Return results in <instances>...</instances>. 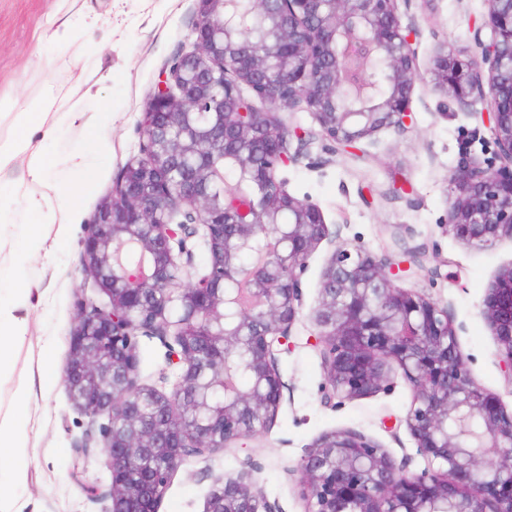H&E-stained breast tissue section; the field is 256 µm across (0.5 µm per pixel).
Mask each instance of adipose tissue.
I'll return each instance as SVG.
<instances>
[{
	"label": "adipose tissue",
	"mask_w": 512,
	"mask_h": 512,
	"mask_svg": "<svg viewBox=\"0 0 512 512\" xmlns=\"http://www.w3.org/2000/svg\"><path fill=\"white\" fill-rule=\"evenodd\" d=\"M50 59L37 58L36 66L45 73L43 91L24 104L11 97H0V113L11 116L7 135L0 136V172L19 169L23 175L13 181H0V379L15 369L14 346L25 338L26 324L20 312L28 304L31 282L27 274L30 253L27 240L46 243V228L55 225L56 240H63L68 224L78 215L76 196L62 186L63 180L88 178L95 169L90 153L78 148L59 160L46 151L62 127L79 128L88 141L105 140L107 112H90L84 95L59 96L47 76L53 68ZM25 202L21 215H13L7 200ZM54 352L43 347L26 381L14 391L12 405L0 414V512H24L17 494L25 478L24 458L33 430L30 407L36 386H43L51 374Z\"/></svg>",
	"instance_id": "1"
}]
</instances>
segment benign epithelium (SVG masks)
Returning a JSON list of instances; mask_svg holds the SVG:
<instances>
[{
	"instance_id": "1",
	"label": "benign epithelium",
	"mask_w": 512,
	"mask_h": 512,
	"mask_svg": "<svg viewBox=\"0 0 512 512\" xmlns=\"http://www.w3.org/2000/svg\"><path fill=\"white\" fill-rule=\"evenodd\" d=\"M231 0H195L193 49L168 62L140 127L144 158L117 174L87 226L81 263L109 302L77 303L63 382L88 417H107L100 453L111 484L86 486L107 512H158L177 467L204 448L264 433L285 383L276 348L302 312L307 260L329 236L320 208L277 176L306 139L353 147L413 121L418 74L414 0H250L266 23L258 47L236 31ZM472 28L479 56L435 84L465 110L483 105L500 164L452 174L448 229L478 249L512 237V0H487ZM377 68L348 69L357 50ZM373 91L356 106L347 88ZM310 112L296 137L283 111ZM299 147L290 151V140ZM208 251L194 268L193 239ZM256 246L249 265L240 253ZM407 268L336 246L315 310L329 396L379 390L400 371L413 400L405 423L425 462L418 472L363 435L320 436L300 458L305 512H512V414L470 377L448 308L398 282ZM484 315L512 384V267L489 288ZM155 336L180 373L169 393L138 382L137 336ZM253 386L223 404L209 390L240 347ZM204 512H271L247 471L223 476Z\"/></svg>"
}]
</instances>
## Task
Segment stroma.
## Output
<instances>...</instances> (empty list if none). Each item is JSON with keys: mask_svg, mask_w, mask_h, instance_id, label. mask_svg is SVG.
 Returning a JSON list of instances; mask_svg holds the SVG:
<instances>
[{"mask_svg": "<svg viewBox=\"0 0 512 512\" xmlns=\"http://www.w3.org/2000/svg\"><path fill=\"white\" fill-rule=\"evenodd\" d=\"M84 22L75 24L66 47L48 39L68 20L58 0H0V96L25 99L37 95L41 76L31 67L35 51L65 54L71 70L59 71L57 84L71 87L85 55H93L100 74L111 81L92 86L90 110L109 107L112 128L95 169V177L80 197L81 223L71 225L67 242L54 261L33 265L28 331L15 347L11 381L0 386V399L10 400L18 380L35 362L40 345H55L54 363L64 370L77 303L108 302L81 264L86 224L112 193L117 172L141 159L139 125L165 63L190 48L195 21L194 0H79ZM412 13L420 37L416 42L419 73L412 94L413 124L403 130L384 129L361 142L360 154L332 149L314 139L301 163L281 168L294 196L309 200L324 214L331 234L310 255L303 278V310L292 328L288 349L277 356L285 382L275 421L266 433L237 448H216L188 458L174 472L159 512H204L216 478L251 472L272 512H304L295 467L321 435L352 430L385 448L395 459L410 457V470L423 468L405 417L412 391L400 374L380 390L355 399H327L321 357L314 345V311L320 299L322 273L335 242L363 246L377 258L398 259L408 248L424 251L425 272L404 280V287L425 294L447 307L468 358L472 379L495 394L512 412V385L498 365L496 338L483 314L487 291L505 268L512 266V238L503 237L480 250L449 231L445 218L452 195L450 175L466 158L483 161L496 146L480 119L461 109L452 96L435 85L433 58L466 61L475 48L473 21L486 16V0H415ZM179 368L156 338L139 339L138 381L171 392ZM38 435L30 450L27 481L19 490L36 512H103L83 484H110V471L100 453L98 423L70 401L63 382L36 393ZM90 440L89 455L74 445Z\"/></svg>", "mask_w": 512, "mask_h": 512, "instance_id": "35a3bbf8", "label": "stroma"}]
</instances>
